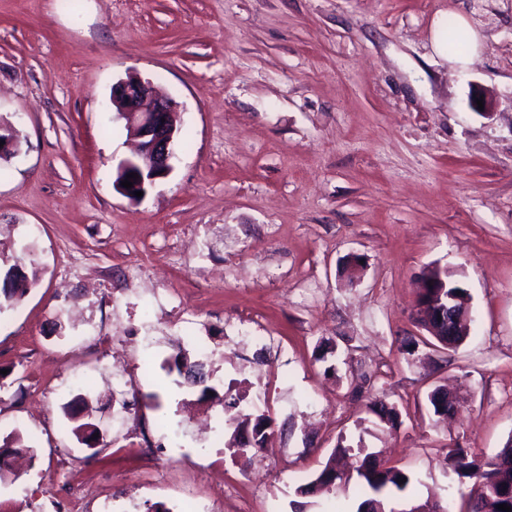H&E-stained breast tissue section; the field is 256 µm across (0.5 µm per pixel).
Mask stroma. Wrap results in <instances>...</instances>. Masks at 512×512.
Masks as SVG:
<instances>
[{
  "label": "stroma",
  "instance_id": "35a3bbf8",
  "mask_svg": "<svg viewBox=\"0 0 512 512\" xmlns=\"http://www.w3.org/2000/svg\"><path fill=\"white\" fill-rule=\"evenodd\" d=\"M461 15L482 36L464 68L432 41ZM132 73L178 105L173 170L138 201L114 185L133 141L112 87ZM0 118L21 140L0 161V271L30 282L0 311V439L36 454L0 473V512L78 492L85 512H174L186 482L221 512H357V482L297 492L341 440L415 476L396 501L468 512L449 447L512 439V0H0ZM433 267L470 295L453 350L414 320ZM186 332L215 352L216 398L162 367ZM116 355L136 382L120 417ZM438 384L452 419L428 410ZM228 393L265 401L262 448L186 424ZM78 395L102 460L63 415Z\"/></svg>",
  "mask_w": 512,
  "mask_h": 512
}]
</instances>
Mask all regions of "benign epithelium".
<instances>
[{"label":"benign epithelium","mask_w":512,"mask_h":512,"mask_svg":"<svg viewBox=\"0 0 512 512\" xmlns=\"http://www.w3.org/2000/svg\"><path fill=\"white\" fill-rule=\"evenodd\" d=\"M112 105L126 121L130 132L138 139L135 157L122 160L116 171L115 187L128 198L136 201L134 192L143 194L153 189L173 169L177 128L172 115L177 110L173 99L160 94L154 85L140 78L130 77L112 86ZM0 155L17 152L19 132L9 122L0 119ZM130 173L137 174L131 179L133 187L127 189L121 182ZM425 283L431 286L430 300L419 306V317L428 318L436 299L445 292L446 282L442 275H426Z\"/></svg>","instance_id":"1"}]
</instances>
